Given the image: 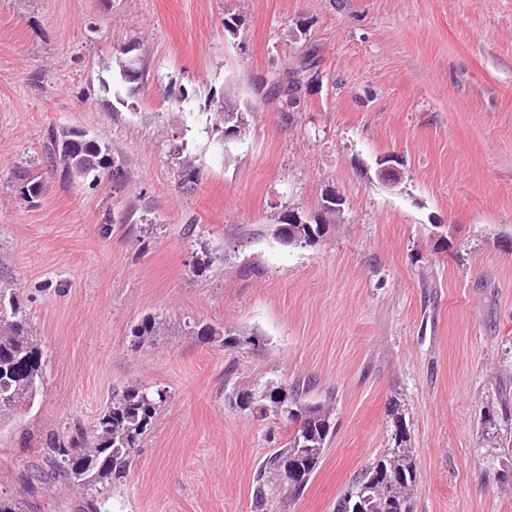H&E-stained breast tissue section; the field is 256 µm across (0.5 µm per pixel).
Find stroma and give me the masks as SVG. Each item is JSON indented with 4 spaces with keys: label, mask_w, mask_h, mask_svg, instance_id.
Here are the masks:
<instances>
[{
    "label": "stroma",
    "mask_w": 512,
    "mask_h": 512,
    "mask_svg": "<svg viewBox=\"0 0 512 512\" xmlns=\"http://www.w3.org/2000/svg\"><path fill=\"white\" fill-rule=\"evenodd\" d=\"M312 45L322 63L285 117L271 78ZM130 48L133 84L118 67ZM182 91L184 112L170 105ZM226 97L252 108L228 143L212 130ZM53 129L108 144L127 182L48 167ZM387 157L394 187L377 178ZM20 171L43 182L39 200L21 199ZM332 191L344 210L317 245L274 238L283 213L311 220ZM1 288L46 359L34 404L0 417V492L22 512H87L16 462L128 385L170 400L112 512H253L291 427L224 395L269 381L303 384L332 419L301 494L266 475L271 512H335L390 445L395 399L414 512H512V427L480 429L485 410L512 412V0H0ZM150 313L241 344L177 332L134 346ZM185 329H187V333H191L196 335L203 342H215L217 338H221V333L217 332V329L208 324H203L201 322H196L194 319L185 321L184 323ZM224 346H237L240 343V339L236 337H232L230 335L225 336L218 340Z\"/></svg>",
    "instance_id": "1"
}]
</instances>
